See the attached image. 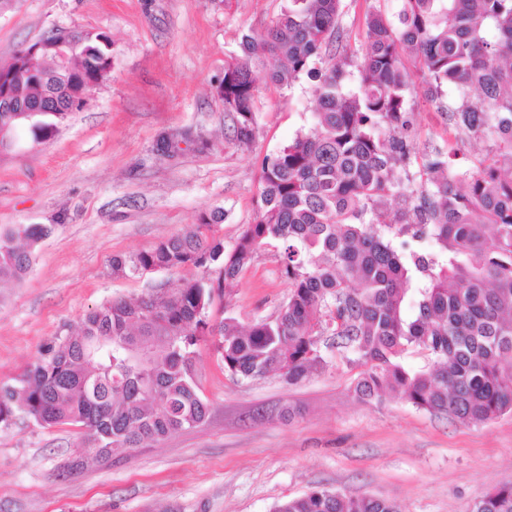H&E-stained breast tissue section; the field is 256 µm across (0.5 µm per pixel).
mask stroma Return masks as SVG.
Instances as JSON below:
<instances>
[{"label": "stroma", "instance_id": "obj_1", "mask_svg": "<svg viewBox=\"0 0 512 512\" xmlns=\"http://www.w3.org/2000/svg\"><path fill=\"white\" fill-rule=\"evenodd\" d=\"M288 0H10L0 8V65L55 29L90 31L110 44L112 68L54 135L20 133L0 155V225L49 224L29 272L0 290V384H12L48 340L73 331L90 310L117 297L171 287L183 273L122 276L112 258L184 233L220 207L217 234L232 249L256 220L259 173L298 134L316 102L307 74L267 81L254 68L253 138H237L219 86L243 35L263 32ZM396 14L398 0H341L343 38L334 51L357 54L365 15ZM476 91L408 94L407 131L417 160L455 149L473 167L484 139L457 132L449 112ZM289 292L279 251L260 249L211 317L250 324L274 315ZM326 368L296 384L281 376L231 377L211 346L197 374L210 406L199 427L106 459L83 452L76 425L41 426L15 417L0 427V512H272L312 488L371 494L400 512H471L496 486L512 484V413L464 425L385 397L363 402L360 373L336 351Z\"/></svg>", "mask_w": 512, "mask_h": 512}]
</instances>
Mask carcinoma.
<instances>
[{
  "label": "carcinoma",
  "instance_id": "cac0c4a2",
  "mask_svg": "<svg viewBox=\"0 0 512 512\" xmlns=\"http://www.w3.org/2000/svg\"><path fill=\"white\" fill-rule=\"evenodd\" d=\"M340 0H289L260 35L242 36V55L224 65V110L238 115V136L252 138L255 62H277L274 84L299 74L315 79L314 127L299 134L260 172L258 217L227 252L216 236L223 211L204 213L183 234L149 250L115 256L117 274L193 267L202 272L136 299L118 298L89 311L74 331L45 343L15 385L0 386V425L22 414L41 426L75 424L87 452L116 449L202 424L196 355L208 341L233 376L280 374L295 383L327 364L335 348L362 368L354 393L372 400L387 391L418 409L479 424L512 413V0H402L388 15H366L367 41L347 61L329 55L341 38ZM435 96L472 88L478 101L452 113L456 128L491 142L468 170L436 147L424 163L425 185L405 184L412 153L406 94L412 74L405 54ZM105 51L79 34L69 64L93 85ZM328 57L326 67H315ZM355 67L357 85L345 83ZM29 76L14 89L31 104L61 100L51 83L53 53L27 59ZM65 112L0 111V125L49 136ZM397 199L392 224L379 207ZM51 232L41 224L0 227V285L19 282L33 250ZM280 249L290 293L278 312L242 327L233 317L209 323L215 296L236 281L257 252ZM425 350L427 369L401 363ZM274 512H399L374 495L312 490L279 502ZM472 512H512V485L496 487Z\"/></svg>",
  "mask_w": 512,
  "mask_h": 512
}]
</instances>
